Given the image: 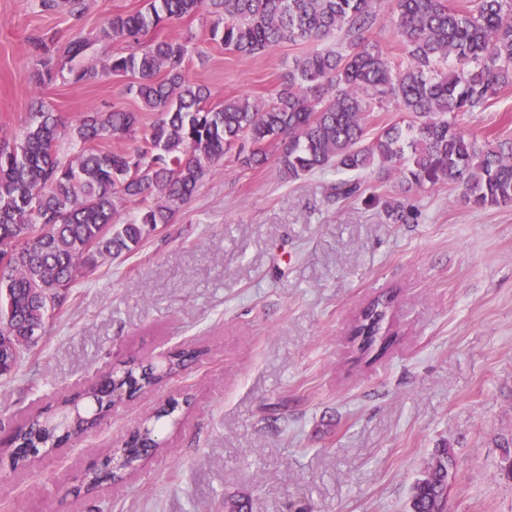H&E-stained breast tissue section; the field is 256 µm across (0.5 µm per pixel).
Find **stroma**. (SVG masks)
I'll list each match as a JSON object with an SVG mask.
<instances>
[{
    "mask_svg": "<svg viewBox=\"0 0 512 512\" xmlns=\"http://www.w3.org/2000/svg\"><path fill=\"white\" fill-rule=\"evenodd\" d=\"M85 4L73 15L0 0V144L19 141L39 101L68 126L115 108L144 129L155 121L123 76L40 87L33 37L53 34L58 49L93 38L99 66L113 51L101 28L146 0ZM149 36L192 42L184 69L214 105L268 98L308 50L243 57L210 40L201 15ZM458 128L482 143L512 140V88ZM339 178L328 169L291 182L275 163L245 169L227 154L171 224L77 281L0 378V436L126 362L189 345L203 354L113 408L77 446L21 470L0 450V512H224L228 494L248 512H410L412 486L443 446L455 461L448 512H512V480L500 473L512 451V206L477 208L453 185L411 187L379 169L336 202ZM392 198L414 221L386 218ZM382 292L396 295L397 342L366 363L351 333ZM182 393L191 405L162 427L161 453L122 484L82 491L90 464Z\"/></svg>",
    "mask_w": 512,
    "mask_h": 512,
    "instance_id": "obj_1",
    "label": "stroma"
}]
</instances>
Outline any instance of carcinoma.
Wrapping results in <instances>:
<instances>
[{"instance_id":"carcinoma-1","label":"carcinoma","mask_w":512,"mask_h":512,"mask_svg":"<svg viewBox=\"0 0 512 512\" xmlns=\"http://www.w3.org/2000/svg\"><path fill=\"white\" fill-rule=\"evenodd\" d=\"M378 0H148L143 10L114 14L98 39L117 45L97 67L85 63L94 40L74 36L59 57L40 60L38 80L61 78L87 85L112 74L130 75V86L158 113L139 130L134 112H88L71 129L77 154L60 153L64 124L41 102L28 114L21 141L0 146V378L14 374L38 340V332L61 309L73 284L99 260L135 251L160 225L171 223L236 148L248 169L264 166L269 149L281 176L292 181L334 168L357 173L373 165L399 172L422 186L446 181L462 189L478 208L512 204V142L480 144L457 128V119L483 107L512 87V0H392V30L402 58L384 53L370 33L378 22ZM65 5L73 13L83 0H39L44 10ZM202 14L209 39L241 56H254L288 43L314 48L295 60L268 102L247 96L209 103L211 92L183 69L187 41L145 40L152 30ZM393 102L410 116L374 136L372 112ZM133 146L114 150L107 140ZM352 198L356 179L333 186ZM130 203L138 215L122 220ZM391 223L405 224L400 201L387 203ZM395 295L375 297L357 316L352 342L358 359L382 358L396 342L387 316ZM203 350L183 348L166 368L132 362L112 371L109 387H91L90 411L78 396L62 398V413H38L0 442L13 468L29 456L78 441L107 413L137 393L177 375ZM189 398H171L154 420L171 417ZM162 442L156 426L139 425L113 449L123 460L113 472L88 469L82 487L91 493L103 482H122L144 455ZM453 454L441 448L412 487L411 512H446Z\"/></svg>"}]
</instances>
